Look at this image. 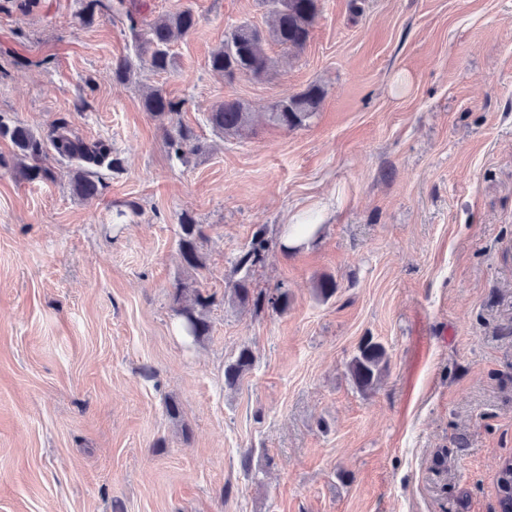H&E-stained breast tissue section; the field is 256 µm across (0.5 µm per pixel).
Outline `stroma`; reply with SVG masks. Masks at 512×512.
Wrapping results in <instances>:
<instances>
[{"instance_id": "35a3bbf8", "label": "stroma", "mask_w": 512, "mask_h": 512, "mask_svg": "<svg viewBox=\"0 0 512 512\" xmlns=\"http://www.w3.org/2000/svg\"><path fill=\"white\" fill-rule=\"evenodd\" d=\"M0 0V119H57L106 139L123 168L92 201L0 167V512H499L512 460V0H320L303 49L227 81L226 31L265 28L262 0H137L152 21L191 7L174 72L112 77L126 18L79 26V0ZM163 85L206 144L176 157L141 105ZM319 85L303 128L265 108ZM242 100L249 134L214 105ZM133 202L137 212L117 216ZM205 233L183 268L180 217ZM321 224L282 249L285 227ZM265 228L239 305L237 257ZM336 282L318 296L324 277ZM214 297L185 339L177 283ZM388 369L363 392L366 338ZM251 348L235 387L224 368ZM179 413L170 416L167 405ZM250 455L251 468L241 459ZM208 122L214 132L223 137L241 135L251 127L252 112L238 99H225L208 114ZM267 250L268 242L265 239V231L264 228H260L252 239L249 248L236 261V272L245 270V275L233 284L231 290L233 297L240 304H249L251 302L259 308L266 305L274 311H282L288 306L287 292H279L272 295L257 293L255 295L249 285L248 274L250 270L264 260ZM388 367L385 347L373 338L365 339L348 363V373L360 391L373 389ZM497 489L500 512H512V463L509 461L500 471Z\"/></svg>"}]
</instances>
